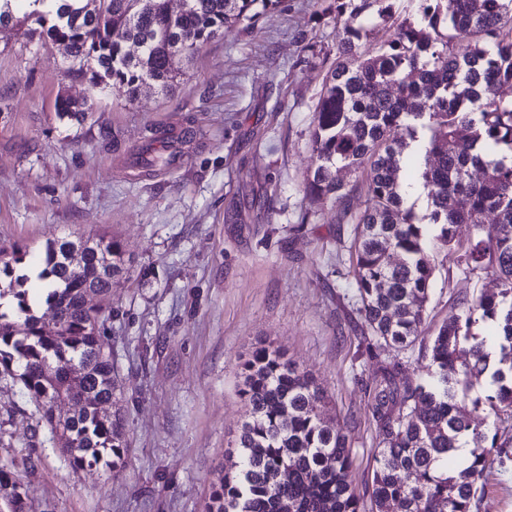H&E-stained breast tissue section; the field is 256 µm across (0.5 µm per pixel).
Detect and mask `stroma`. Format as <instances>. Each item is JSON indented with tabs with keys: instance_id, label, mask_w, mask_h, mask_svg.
<instances>
[{
	"instance_id": "35a3bbf8",
	"label": "stroma",
	"mask_w": 512,
	"mask_h": 512,
	"mask_svg": "<svg viewBox=\"0 0 512 512\" xmlns=\"http://www.w3.org/2000/svg\"><path fill=\"white\" fill-rule=\"evenodd\" d=\"M333 0H280L255 26L226 29L180 65L171 89L129 101L89 94L29 15L0 32V246L38 267L60 237L107 235L128 271L105 334L123 386L130 444L122 476L73 472L20 386L0 381V461L19 466L29 512H205L216 469L246 415L239 363L280 348L324 390L345 428L357 490L377 445L365 388L406 360L360 343L350 286L352 225L303 195L313 110L336 57ZM87 118H59L55 102ZM169 165L148 171L147 143ZM424 320L433 335L459 298L495 288L483 271L437 259ZM477 512H512V445L485 479Z\"/></svg>"
}]
</instances>
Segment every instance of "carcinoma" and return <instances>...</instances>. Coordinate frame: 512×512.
<instances>
[{"label":"carcinoma","mask_w":512,"mask_h":512,"mask_svg":"<svg viewBox=\"0 0 512 512\" xmlns=\"http://www.w3.org/2000/svg\"><path fill=\"white\" fill-rule=\"evenodd\" d=\"M43 34L67 44L70 63L90 83L134 100L142 88L172 87L180 58L243 22L253 26L279 0H185L175 18L167 0H31ZM393 20L388 38L359 52L371 9ZM336 59L314 109L315 168L304 187L312 203L336 207L339 224L355 225L349 255L366 349H419L425 371L382 367L367 390L379 442L371 483L357 491L344 427L327 416L313 378L269 345L241 364L246 406L232 448L237 461L219 468L207 512H474L493 456L506 447L476 422L483 412L512 418V0H417L416 14L393 19L390 0H334ZM426 190L420 217L402 194ZM365 195L359 211L353 195ZM466 224V244L456 228ZM456 256L470 271L496 276L494 291L462 299L437 332L422 324L435 278L436 254ZM18 251L0 248V379L21 384L72 468L126 466L129 444L104 325L110 296L125 272L118 241L61 238L46 246L43 301L17 273ZM98 293L91 304L89 291ZM487 378V388L471 383ZM85 395L71 415L59 405ZM8 512H28V490L8 465Z\"/></svg>","instance_id":"1"}]
</instances>
